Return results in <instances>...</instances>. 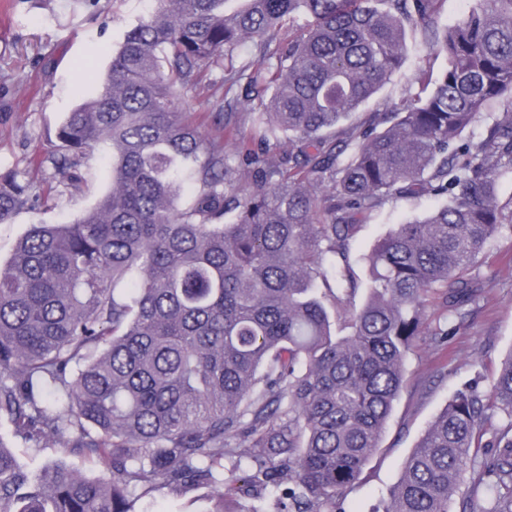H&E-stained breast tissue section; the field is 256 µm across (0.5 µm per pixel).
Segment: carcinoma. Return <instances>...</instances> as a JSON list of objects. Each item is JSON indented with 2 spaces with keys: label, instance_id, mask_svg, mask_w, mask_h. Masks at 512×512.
I'll list each match as a JSON object with an SVG mask.
<instances>
[{
  "label": "carcinoma",
  "instance_id": "1",
  "mask_svg": "<svg viewBox=\"0 0 512 512\" xmlns=\"http://www.w3.org/2000/svg\"><path fill=\"white\" fill-rule=\"evenodd\" d=\"M152 2L44 158L68 189L106 143L112 190L72 224L33 225L0 267V417L27 447L110 477L26 471L0 437V512H146L196 488L250 500L241 512H336L380 446L427 309L478 303L486 248L512 223L495 199L512 172V0H470L444 27L442 0H244L230 14L225 0ZM299 14L307 35L274 42ZM410 27L444 55L442 76L337 129L400 70ZM246 42L261 58L228 80L266 111L230 155L174 101ZM496 100L509 110L463 142ZM243 164L253 185L239 198ZM397 194L444 203L380 239L362 283L356 225ZM30 202L28 182L0 175V223ZM492 407L511 420L487 439ZM469 467L489 512H512V355L489 398L471 386L448 401L382 512H451Z\"/></svg>",
  "mask_w": 512,
  "mask_h": 512
}]
</instances>
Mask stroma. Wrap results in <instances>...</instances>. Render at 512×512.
<instances>
[{
  "mask_svg": "<svg viewBox=\"0 0 512 512\" xmlns=\"http://www.w3.org/2000/svg\"><path fill=\"white\" fill-rule=\"evenodd\" d=\"M146 9V0H100L95 7L76 6L75 0H0V75L9 77L0 84V171L23 172L38 196L34 207L0 223L1 265L9 262L31 225L71 223L111 190L110 153L105 147L85 156L81 189L73 193H58L53 169L41 161L81 93L93 92L107 81L113 48ZM257 57L253 44L236 48L222 66L213 68L208 83L175 102L209 133L216 130V108H223L228 152L237 137L250 135L262 107L245 105L244 87L226 88L221 77L225 68ZM445 67L444 56L430 52L418 30H408L403 67L353 113L352 122L401 106L409 93L417 91L418 73L436 79ZM437 204L430 196L393 198L359 224L352 242L356 277L367 280L364 257L393 225ZM488 252L489 262L480 269L482 298L467 307L464 321L449 318L447 346L431 339L438 313L429 310L426 333L408 355L407 386L394 405L379 448L340 501L342 512H376L381 507L399 479L402 462L456 390L474 384L482 393H491L503 360L512 353V231L492 240ZM13 451L21 465L32 470L63 463L89 476L99 473L83 457L55 445L36 450L17 439Z\"/></svg>",
  "mask_w": 512,
  "mask_h": 512,
  "instance_id": "35a3bbf8",
  "label": "stroma"
}]
</instances>
